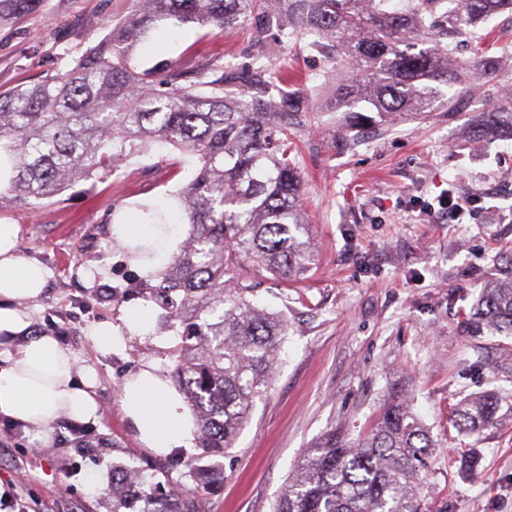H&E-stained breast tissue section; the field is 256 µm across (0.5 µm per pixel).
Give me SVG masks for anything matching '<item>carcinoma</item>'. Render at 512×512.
<instances>
[{
    "label": "carcinoma",
    "mask_w": 512,
    "mask_h": 512,
    "mask_svg": "<svg viewBox=\"0 0 512 512\" xmlns=\"http://www.w3.org/2000/svg\"><path fill=\"white\" fill-rule=\"evenodd\" d=\"M452 6H445V2ZM132 0L131 11L74 65L26 88L0 93V157L10 176L0 199L30 205L51 200L78 180L113 173L118 162L151 143L197 158L193 178L174 198L189 225L177 255L153 275L151 298L167 310L180 338L173 377L195 418L198 447L214 456L234 447L254 403L268 393L285 320L234 284L247 262L275 278H303L314 262L310 228L300 208L301 175L289 116L308 98L288 70L264 63L243 69L227 61L192 80L165 64L162 73L135 71L132 54L162 20L195 23L220 36L258 20L255 41L281 47L307 41L346 62L336 78V106L381 118L432 112L440 87H452L459 63L432 46L440 17L454 35L512 0ZM42 0H0V23L29 14ZM512 127V106L481 112L483 138ZM474 319L512 332V275L482 289ZM501 400L473 397L454 410V426L478 435L497 422ZM429 432L404 402H392L365 437L349 442L331 432L307 449L275 512H422L418 473L432 454ZM213 488L218 466H188L166 490L140 471H112V512H201L183 480Z\"/></svg>",
    "instance_id": "cac0c4a2"
}]
</instances>
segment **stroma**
I'll return each mask as SVG.
<instances>
[{
    "label": "stroma",
    "instance_id": "stroma-1",
    "mask_svg": "<svg viewBox=\"0 0 512 512\" xmlns=\"http://www.w3.org/2000/svg\"><path fill=\"white\" fill-rule=\"evenodd\" d=\"M130 9L131 0H43L38 11L0 27V92L67 70ZM446 44L466 66L480 52L499 66L491 75L467 66L450 90L455 111L361 129L335 106L336 73L326 54L302 43L271 51L311 101L291 131L315 263L296 283L247 264L235 270L260 306L284 314L287 336L270 390L221 460L223 484L201 494L202 512H273L313 442L334 430L356 440L385 405L403 399L436 443L421 473L425 512H512V334L476 335L468 325L485 283L504 273L500 256L512 251V133L490 140L471 133L474 115L512 100V15L491 17ZM254 51L251 26L222 38L164 21L136 62L171 61L191 76L227 60L248 63ZM120 171L124 180L101 174L50 202L0 199V224L20 227L19 254L51 272L34 331L56 336L97 368L103 407L99 420L81 428L99 450L93 458L75 450L70 421L53 425L51 449L39 454L21 427L0 420V512H110L113 466L151 472L159 460L125 416L118 383L146 366L172 374L178 339L165 309L151 303L152 331L128 337L109 356L92 348L86 330L143 302L146 278L113 245L110 225L139 223L150 209L183 240L188 227L172 197L193 166L155 146L124 159ZM450 192L469 203L462 223L436 207ZM91 269L100 275L89 281L83 273ZM484 392L503 399L497 424L478 438L458 432L454 409ZM475 448L481 466L464 472L460 458Z\"/></svg>",
    "mask_w": 512,
    "mask_h": 512
}]
</instances>
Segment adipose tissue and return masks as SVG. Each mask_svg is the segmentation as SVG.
I'll return each instance as SVG.
<instances>
[{
	"instance_id": "ef3b65f1",
	"label": "adipose tissue",
	"mask_w": 512,
	"mask_h": 512,
	"mask_svg": "<svg viewBox=\"0 0 512 512\" xmlns=\"http://www.w3.org/2000/svg\"><path fill=\"white\" fill-rule=\"evenodd\" d=\"M113 233L127 257L139 249L154 252L153 260L137 263L146 275L175 245L172 234H160L151 224H117ZM18 234V225L0 224V419L21 426L31 444L45 448L58 420L86 423L100 417V379L95 367L80 363L54 336L32 335L22 306L42 297L50 273L18 254ZM149 330L148 310L140 306L121 323H94L87 338L97 352L108 355L123 337ZM119 394L145 448L164 455L192 447L194 418L167 375L155 368L139 370L120 380Z\"/></svg>"
}]
</instances>
